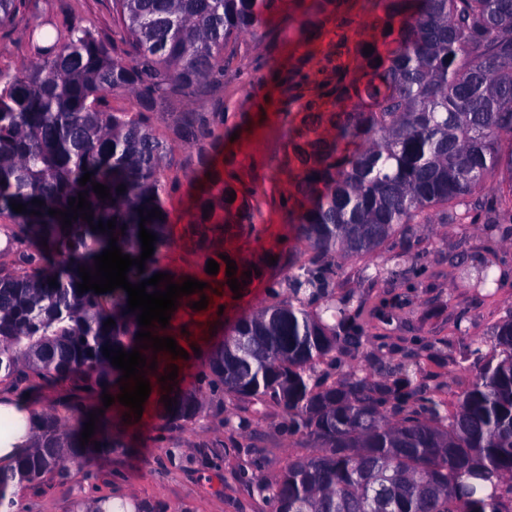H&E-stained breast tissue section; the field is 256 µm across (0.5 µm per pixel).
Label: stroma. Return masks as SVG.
<instances>
[{
    "label": "stroma",
    "instance_id": "35a3bbf8",
    "mask_svg": "<svg viewBox=\"0 0 512 512\" xmlns=\"http://www.w3.org/2000/svg\"><path fill=\"white\" fill-rule=\"evenodd\" d=\"M301 20V12L294 10L271 19V26L282 32L274 42L242 37L247 74L230 86L239 121L236 139L225 141L224 150L233 154L241 180L266 191L267 198L257 218V234L226 239L224 246L256 262L268 263L269 258L303 249L294 225L279 206L281 195L288 190L289 172L284 164L287 139L284 115L277 108L281 94L275 74L300 66L311 79L318 80L336 62L353 61L350 55L336 53L339 31L335 21L312 28L302 26ZM40 23L60 27L81 24L108 41L112 38V0H32L26 12L0 26L1 69L13 71L27 63V33ZM169 147L166 178L178 182L179 188L166 202L171 245L160 255L158 267L177 280H203L207 274L202 254L186 236L185 227L196 197L210 189L213 173L223 172L224 158L216 156L211 170L205 172L188 145L170 140ZM484 236L478 222H438L422 227L412 236L411 245L413 252L422 254L429 273L400 320L388 326L372 323L369 335L386 337L394 348L416 340L433 344L442 358L426 362V369L467 380L463 354L476 348L489 352L492 326L512 310V284L483 297L465 288L456 268L448 264L452 257L470 264L480 261ZM268 273L279 275V266L269 265ZM451 356L458 360L453 369L447 363ZM285 416L282 408L271 407L260 420L253 443L261 466L253 472V484L239 477L246 457L225 455L218 446L226 434L223 414L208 409L195 430L160 448L155 444L158 421L146 412L129 428L126 448L90 456L85 474L27 491L18 500V510L73 512L75 502L87 499L97 489L113 500L141 504L148 512H270L258 483L275 482L291 459L309 451L305 439L278 430Z\"/></svg>",
    "mask_w": 512,
    "mask_h": 512
}]
</instances>
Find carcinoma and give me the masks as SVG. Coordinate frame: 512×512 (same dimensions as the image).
<instances>
[{
  "mask_svg": "<svg viewBox=\"0 0 512 512\" xmlns=\"http://www.w3.org/2000/svg\"><path fill=\"white\" fill-rule=\"evenodd\" d=\"M29 2L0 0V25ZM284 2L112 0V44L81 25L56 27L41 44L32 30L36 59L14 73L0 70V215L12 221L4 251L13 256L10 267L0 266V379L28 381L32 391L73 382L52 410L36 414L25 443L0 465V512H15L24 487L70 479L72 464L90 451L81 433L98 409L95 398L120 389L122 372L103 347L130 352L136 345L139 322L127 312L125 290L78 292V267L94 269V256L110 242L91 226L116 219V246L132 258L141 254L139 211H164L167 188L168 143L155 123H165L194 150L198 166L209 168L223 146L228 107L173 112L171 104L241 78L239 39H277L280 32L266 22ZM375 2L381 12L366 24L371 39L356 44L355 68L332 66L309 98L301 70L282 81L288 109L303 113L301 125L288 129L293 180L283 207L306 243L304 258H288L284 276L267 279L269 302L236 320L190 387L161 382L172 366L181 373L198 359L192 304L203 295L212 304L235 296L216 226L256 231L257 188L231 169L215 180L186 232L204 259L219 264L218 274L177 298L167 327L149 328L176 340L189 358L140 350L146 363L157 361L153 370L144 367L148 401L170 434L199 423L211 403L245 405L224 418L231 431L224 448L239 454L251 447L264 411L283 408L279 430L307 439L311 451L289 461L276 484L261 487L272 512H512V312L492 327L490 353L470 351L471 377L450 411L446 384L424 368L431 345L414 342L395 363L386 345L367 347L369 324L389 321L406 302L381 297L369 305L342 284L348 259L414 234L433 222L434 207L447 208L442 219L451 223L484 213L486 251L497 255L508 236L499 207L512 212V147H502L512 142V0ZM342 7V0H311L305 22L334 17L347 27ZM368 44L374 52L367 56ZM115 93L130 95L137 108L109 111L106 99ZM324 99L336 111L321 110ZM94 182L107 186L111 199H99ZM121 184L123 193L116 191ZM85 191L93 224L79 216L62 228V217L48 210L68 209ZM230 192L235 200L228 203ZM13 203L26 211H13ZM145 228L157 235L154 254L169 247L167 220ZM388 252L389 266L374 268L370 279L386 275L416 287L427 273L420 255L406 243ZM230 259L243 294L259 279L245 272L263 266ZM157 272L152 257L141 275L131 267L128 280ZM466 275L474 289L500 288L512 268L487 262ZM109 318L116 325L104 326ZM338 354L360 364L339 373ZM164 395L177 399L170 411ZM134 421L127 407L106 408L94 441L103 451L120 448ZM76 512H112V497L81 502Z\"/></svg>",
  "mask_w": 512,
  "mask_h": 512,
  "instance_id": "1",
  "label": "carcinoma"
}]
</instances>
